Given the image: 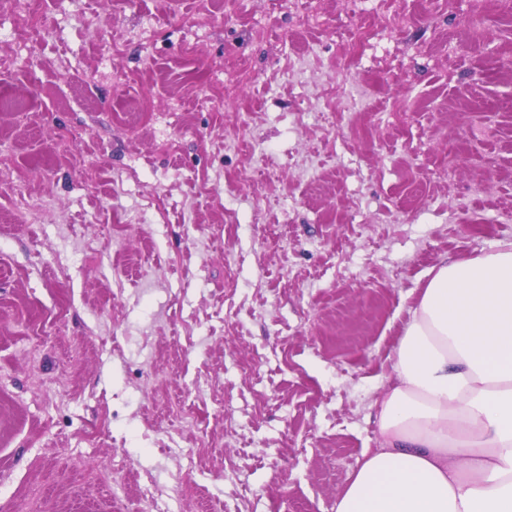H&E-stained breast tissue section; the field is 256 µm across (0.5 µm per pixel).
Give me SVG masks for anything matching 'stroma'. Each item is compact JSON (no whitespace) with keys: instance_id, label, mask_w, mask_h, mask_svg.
<instances>
[{"instance_id":"obj_1","label":"stroma","mask_w":512,"mask_h":512,"mask_svg":"<svg viewBox=\"0 0 512 512\" xmlns=\"http://www.w3.org/2000/svg\"><path fill=\"white\" fill-rule=\"evenodd\" d=\"M373 6L0 13V512H336L433 267L512 241V11Z\"/></svg>"}]
</instances>
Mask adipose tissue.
<instances>
[{
    "instance_id": "ef3b65f1",
    "label": "adipose tissue",
    "mask_w": 512,
    "mask_h": 512,
    "mask_svg": "<svg viewBox=\"0 0 512 512\" xmlns=\"http://www.w3.org/2000/svg\"><path fill=\"white\" fill-rule=\"evenodd\" d=\"M389 359L336 512H512V242L443 260Z\"/></svg>"
}]
</instances>
